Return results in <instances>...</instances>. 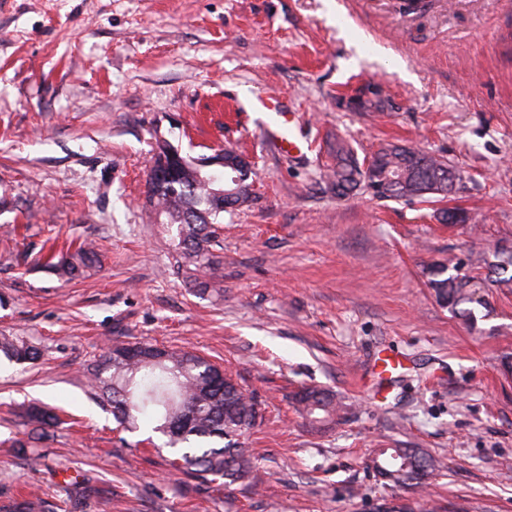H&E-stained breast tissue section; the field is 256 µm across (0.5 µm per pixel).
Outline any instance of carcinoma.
I'll return each instance as SVG.
<instances>
[{"label":"carcinoma","mask_w":512,"mask_h":512,"mask_svg":"<svg viewBox=\"0 0 512 512\" xmlns=\"http://www.w3.org/2000/svg\"><path fill=\"white\" fill-rule=\"evenodd\" d=\"M455 170L433 155L398 145L377 151L366 164L359 163L354 150L336 147L328 179L332 191L345 197L360 186H380L381 198H416L422 202L448 198L455 186ZM151 197L166 213L168 223L177 228L180 258L186 267L217 275L221 257L212 250L224 213L243 206L250 199L225 201L213 196L215 186L205 173L188 170L172 179L149 182ZM95 251L78 247L70 257H48L45 265L73 278L93 262ZM476 268L485 265L496 274L490 279L480 274L446 275L448 265L435 264L429 285L440 303L463 320L476 321L475 311L487 308L488 288L512 285V250L503 249L493 258L480 256ZM0 352L18 364L39 358L38 349L16 336H0ZM93 387L112 408L121 424L138 419L155 423L153 431L168 437L174 448L184 446L176 468L199 480L204 488L213 483L233 485L250 479L254 469L252 449L245 446L246 433L263 419L260 403L232 377L200 355L187 350L160 348L150 343H114L105 348L91 367ZM295 402L306 421L324 427L340 418L341 404L330 393L304 388ZM376 463L387 469L379 476L401 487H421V478L439 467V462L408 448H380ZM0 512H70L65 501L50 502L34 497L1 506Z\"/></svg>","instance_id":"cac0c4a2"}]
</instances>
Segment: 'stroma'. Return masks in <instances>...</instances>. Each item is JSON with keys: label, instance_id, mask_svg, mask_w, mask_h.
I'll return each instance as SVG.
<instances>
[{"label": "stroma", "instance_id": "obj_1", "mask_svg": "<svg viewBox=\"0 0 512 512\" xmlns=\"http://www.w3.org/2000/svg\"><path fill=\"white\" fill-rule=\"evenodd\" d=\"M511 32L512 0H0V334L41 351L0 354V502L89 477L104 493L84 512H512V288L471 326L429 286L432 264L512 247ZM259 92L295 112L303 157L270 145ZM162 140L252 165L220 293L194 292L150 200ZM340 142L411 146L460 179L440 204L340 198ZM56 240L99 263L60 277ZM116 340L197 352L255 396L250 485L197 490L164 436L118 426L89 383ZM382 351L404 361L388 382ZM305 385L343 399L339 424L311 430ZM33 405L60 424L27 423ZM379 448L443 467L422 492L386 485ZM0 352L18 364L33 363L39 358L35 346L16 336H0Z\"/></svg>", "mask_w": 512, "mask_h": 512}]
</instances>
